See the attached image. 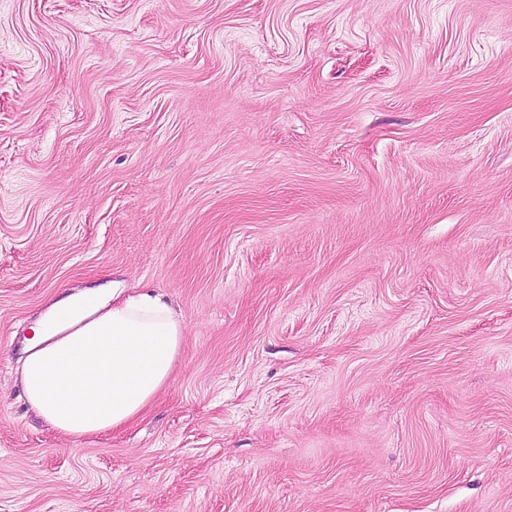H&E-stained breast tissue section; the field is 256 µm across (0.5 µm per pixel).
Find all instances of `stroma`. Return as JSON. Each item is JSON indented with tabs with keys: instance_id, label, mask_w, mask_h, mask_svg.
I'll return each mask as SVG.
<instances>
[{
	"instance_id": "1",
	"label": "stroma",
	"mask_w": 512,
	"mask_h": 512,
	"mask_svg": "<svg viewBox=\"0 0 512 512\" xmlns=\"http://www.w3.org/2000/svg\"><path fill=\"white\" fill-rule=\"evenodd\" d=\"M108 285L184 341L72 438ZM0 512H512V0H0ZM55 301L32 327L21 381L32 409L70 436L110 432L138 417L168 382L184 327L159 296L119 300L112 288Z\"/></svg>"
}]
</instances>
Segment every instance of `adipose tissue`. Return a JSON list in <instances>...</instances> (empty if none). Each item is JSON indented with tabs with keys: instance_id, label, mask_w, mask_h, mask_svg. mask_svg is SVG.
Wrapping results in <instances>:
<instances>
[{
	"instance_id": "obj_1",
	"label": "adipose tissue",
	"mask_w": 512,
	"mask_h": 512,
	"mask_svg": "<svg viewBox=\"0 0 512 512\" xmlns=\"http://www.w3.org/2000/svg\"><path fill=\"white\" fill-rule=\"evenodd\" d=\"M184 337L181 320L146 292L86 289L55 301L32 329L21 381L54 429L85 436L138 417L168 382Z\"/></svg>"
}]
</instances>
